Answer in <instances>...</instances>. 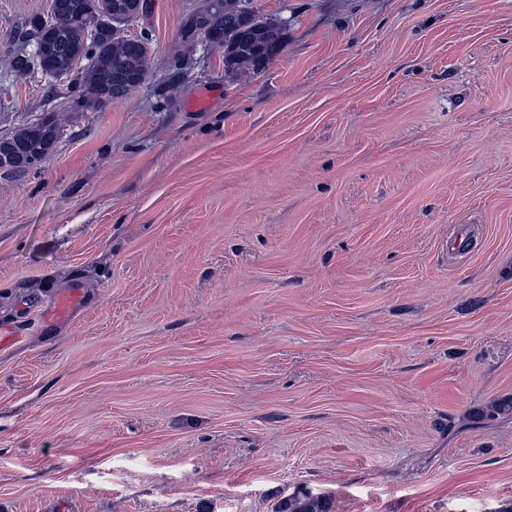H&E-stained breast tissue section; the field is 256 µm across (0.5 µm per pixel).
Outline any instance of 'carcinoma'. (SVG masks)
<instances>
[{
  "label": "carcinoma",
  "mask_w": 512,
  "mask_h": 512,
  "mask_svg": "<svg viewBox=\"0 0 512 512\" xmlns=\"http://www.w3.org/2000/svg\"><path fill=\"white\" fill-rule=\"evenodd\" d=\"M114 11L124 17L126 26L138 21L136 5L130 0H49L50 34L42 54L52 69L76 77L73 94L89 107L101 108L120 100L147 78L149 35L145 32L134 42L113 37L112 27L101 20ZM202 32L211 48L224 50V68L229 71H259L261 63H269L283 48L277 28L255 15L247 16L239 0H204L181 35L196 40ZM83 60L89 61L88 66L76 69ZM52 129L49 140L44 136L46 128L37 123L9 138L11 152H0V169L21 175L41 166L60 136L58 125ZM277 512L333 510L330 500L303 494L283 500Z\"/></svg>",
  "instance_id": "obj_1"
}]
</instances>
